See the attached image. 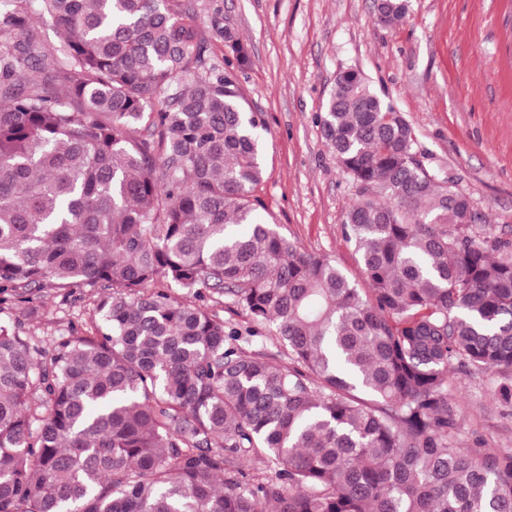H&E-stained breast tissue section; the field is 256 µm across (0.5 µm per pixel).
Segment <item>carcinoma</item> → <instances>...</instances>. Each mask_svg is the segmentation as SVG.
Returning a JSON list of instances; mask_svg holds the SVG:
<instances>
[{"instance_id":"cac0c4a2","label":"carcinoma","mask_w":512,"mask_h":512,"mask_svg":"<svg viewBox=\"0 0 512 512\" xmlns=\"http://www.w3.org/2000/svg\"><path fill=\"white\" fill-rule=\"evenodd\" d=\"M204 24L185 0H0V305L100 295L44 362L34 309L0 323V512H512V453L459 447L448 394L491 371L512 405V242L356 70L320 122L368 291L290 243L255 195L250 53L214 15L206 58ZM29 37L33 42L47 49L57 46L62 40L60 30L49 18L40 16L37 9L33 12Z\"/></svg>"}]
</instances>
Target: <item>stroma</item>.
<instances>
[{
	"mask_svg": "<svg viewBox=\"0 0 512 512\" xmlns=\"http://www.w3.org/2000/svg\"><path fill=\"white\" fill-rule=\"evenodd\" d=\"M220 8L251 57L243 94L270 134L256 190L277 231L334 258L366 288L343 235L354 183L338 167L318 118L342 70L356 68L412 127L425 166L469 196L482 224L512 240V0H410L406 23L380 24L373 0H194ZM93 293L41 301L26 335L44 350L95 312ZM494 372L451 371L458 442L512 451V408Z\"/></svg>",
	"mask_w": 512,
	"mask_h": 512,
	"instance_id": "35a3bbf8",
	"label": "stroma"
}]
</instances>
